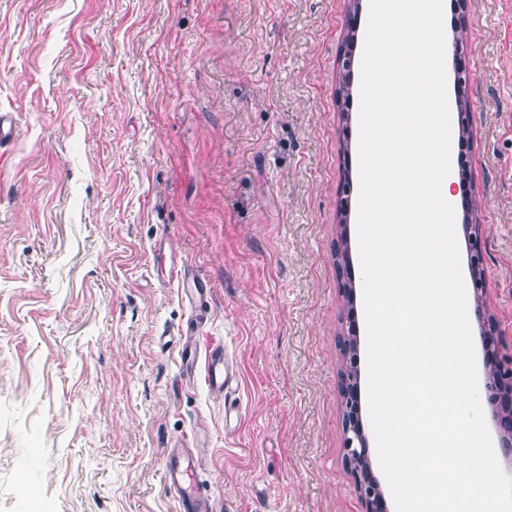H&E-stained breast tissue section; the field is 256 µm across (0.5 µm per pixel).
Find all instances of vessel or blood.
Listing matches in <instances>:
<instances>
[{"label": "vessel or blood", "instance_id": "1", "mask_svg": "<svg viewBox=\"0 0 512 512\" xmlns=\"http://www.w3.org/2000/svg\"><path fill=\"white\" fill-rule=\"evenodd\" d=\"M181 362L188 372L203 370L208 388L218 395L228 389L234 378L224 358V348L218 344L203 352L195 344H185L181 349ZM198 467V459L187 448H174L166 455L163 479L175 496L178 512H215L210 486L196 479Z\"/></svg>", "mask_w": 512, "mask_h": 512}]
</instances>
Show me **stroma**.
Masks as SVG:
<instances>
[{
    "label": "stroma",
    "mask_w": 512,
    "mask_h": 512,
    "mask_svg": "<svg viewBox=\"0 0 512 512\" xmlns=\"http://www.w3.org/2000/svg\"><path fill=\"white\" fill-rule=\"evenodd\" d=\"M350 0H0V512H365L343 457L334 243L360 275ZM486 311L512 344V0L466 17ZM210 290L204 325L169 277ZM223 344L227 395L180 374ZM186 439L179 442L181 448H172L166 455L163 479L174 494L179 512H215L211 487L200 484L196 472L200 464L194 454L184 446Z\"/></svg>",
    "instance_id": "35a3bbf8"
}]
</instances>
